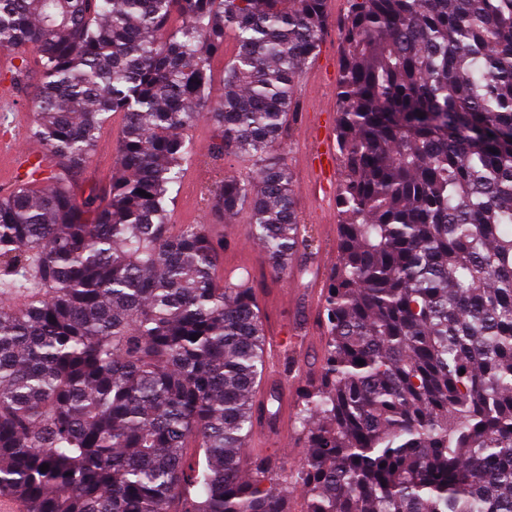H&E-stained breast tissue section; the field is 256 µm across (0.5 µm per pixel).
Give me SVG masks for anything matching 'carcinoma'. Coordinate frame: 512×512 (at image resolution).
<instances>
[{"instance_id": "carcinoma-1", "label": "carcinoma", "mask_w": 512, "mask_h": 512, "mask_svg": "<svg viewBox=\"0 0 512 512\" xmlns=\"http://www.w3.org/2000/svg\"><path fill=\"white\" fill-rule=\"evenodd\" d=\"M347 3L337 259L287 474L244 469L253 291L224 286V242L169 223L168 201L206 118L215 156L255 167L212 214L246 213L275 273L302 260L274 147L326 0H0L51 162L0 194V492L29 512H289L292 484L303 512H512V0ZM116 112L117 170L79 194ZM235 51V40L232 33L228 32L224 38V54L214 57L211 61L208 94L213 102H218L224 96V63Z\"/></svg>"}]
</instances>
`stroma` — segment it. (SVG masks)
<instances>
[{"mask_svg":"<svg viewBox=\"0 0 512 512\" xmlns=\"http://www.w3.org/2000/svg\"><path fill=\"white\" fill-rule=\"evenodd\" d=\"M346 0H327L331 20L320 39L315 59L303 72L298 97L300 113L286 126L276 147L277 154L293 173V188L299 219L313 238L310 254L302 269L281 276L268 265L261 247L252 240L245 215L219 219L210 211L211 192L223 178L247 176L251 167L234 156L212 157L215 129L199 120L188 131L193 153L175 186L168 209L175 224H204L212 236L224 241L223 267L233 269L232 283L248 278L257 293L266 333L288 329L296 336L294 354L302 365L299 379L291 380L289 407H296L299 382L317 377L322 357L324 332L320 322L322 300L314 294L325 283L336 263L338 215L335 197L317 190L307 155L309 127L307 115L335 106L340 59V37L336 20L346 10ZM121 119L104 126L95 152L78 178L80 190H104L112 176V162L121 135Z\"/></svg>","mask_w":512,"mask_h":512,"instance_id":"1","label":"stroma"}]
</instances>
